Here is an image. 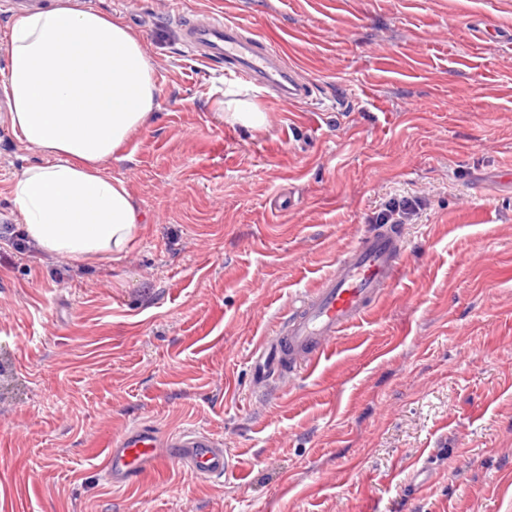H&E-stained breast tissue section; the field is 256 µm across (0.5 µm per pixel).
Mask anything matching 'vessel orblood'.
Returning <instances> with one entry per match:
<instances>
[{
    "label": "vessel or blood",
    "mask_w": 512,
    "mask_h": 512,
    "mask_svg": "<svg viewBox=\"0 0 512 512\" xmlns=\"http://www.w3.org/2000/svg\"><path fill=\"white\" fill-rule=\"evenodd\" d=\"M246 30V24L210 12L204 23L185 28L183 40L203 62L232 63L238 78L272 88L285 102L309 97V87L297 82ZM406 250L402 227L368 226L332 272L286 308L273 334L259 342L253 354L254 389L284 386L314 371L342 331L373 311L387 288L396 284ZM165 460L180 463L200 480L223 478L232 469L222 440L207 432L191 429L164 437L153 426L137 424L107 449L104 474L111 486H129Z\"/></svg>",
    "instance_id": "obj_1"
}]
</instances>
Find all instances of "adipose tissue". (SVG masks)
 <instances>
[{"mask_svg":"<svg viewBox=\"0 0 512 512\" xmlns=\"http://www.w3.org/2000/svg\"><path fill=\"white\" fill-rule=\"evenodd\" d=\"M6 86L16 138L45 157L11 185L27 237L75 263L130 247L141 216L108 165L158 106L156 67L121 20L79 0L13 19Z\"/></svg>","mask_w":512,"mask_h":512,"instance_id":"obj_1","label":"adipose tissue"}]
</instances>
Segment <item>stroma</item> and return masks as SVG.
<instances>
[{
	"instance_id": "1",
	"label": "stroma",
	"mask_w": 512,
	"mask_h": 512,
	"mask_svg": "<svg viewBox=\"0 0 512 512\" xmlns=\"http://www.w3.org/2000/svg\"><path fill=\"white\" fill-rule=\"evenodd\" d=\"M83 3L156 65L155 115L112 163L142 226L87 266L16 253L10 188L43 157L0 117V512H512V0ZM208 11L279 50L308 100L201 62L181 31ZM232 85L263 128L220 120ZM406 199L401 282L256 396L259 337ZM139 423L208 431L235 468L112 488L104 452Z\"/></svg>"
}]
</instances>
